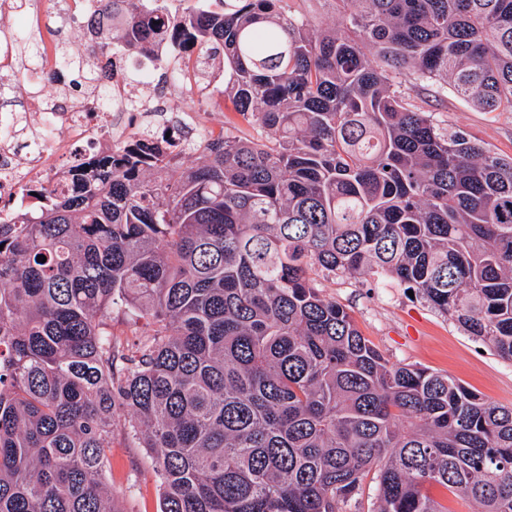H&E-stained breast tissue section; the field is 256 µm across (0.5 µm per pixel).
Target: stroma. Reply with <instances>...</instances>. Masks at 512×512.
Here are the masks:
<instances>
[{
	"label": "stroma",
	"mask_w": 512,
	"mask_h": 512,
	"mask_svg": "<svg viewBox=\"0 0 512 512\" xmlns=\"http://www.w3.org/2000/svg\"><path fill=\"white\" fill-rule=\"evenodd\" d=\"M42 19L39 47L46 67L56 61L58 43L72 40L57 0H39ZM418 104L435 111L450 127L470 135L492 152L512 157V112H483L454 92H420ZM322 294L344 306L359 330L391 362L424 367L476 391L490 403L512 407V361L500 358L459 324L405 288L385 280H320ZM105 482L121 512H160V491L150 450L136 447L128 419L117 416Z\"/></svg>",
	"instance_id": "1"
}]
</instances>
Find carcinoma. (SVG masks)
Here are the masks:
<instances>
[{"mask_svg":"<svg viewBox=\"0 0 512 512\" xmlns=\"http://www.w3.org/2000/svg\"><path fill=\"white\" fill-rule=\"evenodd\" d=\"M94 2L127 53L176 33L228 68L255 135L164 152L146 126L0 221V512H121V411L161 512H343L371 471L372 512H446L431 487L512 512V407L390 362L317 284L390 279L512 361V158L414 99L512 112V0H336L337 29L290 0ZM99 35L58 56L82 104Z\"/></svg>","mask_w":512,"mask_h":512,"instance_id":"cac0c4a2","label":"carcinoma"}]
</instances>
